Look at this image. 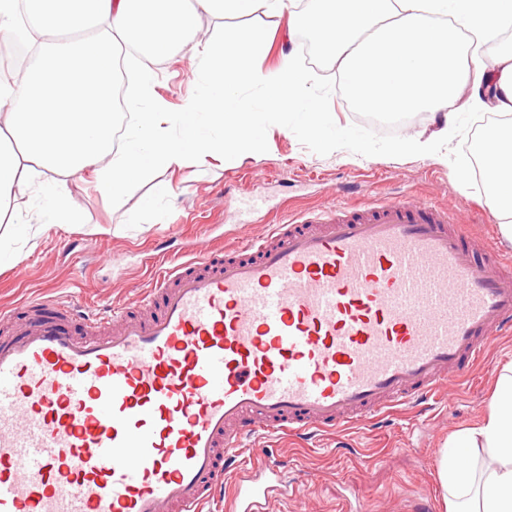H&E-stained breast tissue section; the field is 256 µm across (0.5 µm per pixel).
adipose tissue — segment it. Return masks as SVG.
Here are the masks:
<instances>
[{
    "mask_svg": "<svg viewBox=\"0 0 512 512\" xmlns=\"http://www.w3.org/2000/svg\"><path fill=\"white\" fill-rule=\"evenodd\" d=\"M296 0H0V37L34 47L26 80L0 78V211L23 193H44L46 223L77 216L65 177L90 173L120 199L149 170L180 168L215 156L244 160L264 151L256 128L300 109L308 72L292 54L272 71L257 67L265 34L250 28L201 49V16L296 11ZM297 22L341 71L345 86L369 112L424 110L437 120L432 135L398 144L403 154L431 157L453 133L458 112L483 106L503 124L483 144L482 174L504 237L512 240V43L483 60L465 36L484 38L512 22V0H322ZM141 53L147 67L130 105L140 118L114 150L113 74L119 47ZM205 60L207 80L186 112L173 115L153 95L149 64L173 55ZM255 83L264 108L241 102ZM178 125L180 137L168 128ZM437 480L448 512H512V361L499 370L488 415L455 433Z\"/></svg>",
    "mask_w": 512,
    "mask_h": 512,
    "instance_id": "obj_1",
    "label": "adipose tissue"
}]
</instances>
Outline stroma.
<instances>
[{"mask_svg": "<svg viewBox=\"0 0 512 512\" xmlns=\"http://www.w3.org/2000/svg\"><path fill=\"white\" fill-rule=\"evenodd\" d=\"M288 16L259 14L200 20V39L219 44L233 30L263 29L266 48L260 69L276 68L288 34ZM311 80L308 103L331 113L324 129L335 151L321 150L304 112H285L259 129L269 145L240 162L208 160L174 171L157 170L133 185L120 202L96 189L88 175L66 186L79 221L33 234L0 218V340L29 323L24 300L66 293L82 309L98 313L122 304L140 315L141 293L155 264L190 247L254 240L264 236L283 209L353 207L368 196H398L447 207L458 216L471 245L490 244L512 254L470 158L479 125L489 113L461 112L453 138L437 159L398 153L406 136L430 134L431 115L384 130L364 123L362 110L344 92L337 66L296 55ZM154 94L178 113L199 92L203 69L173 57L155 67ZM512 360V335L494 336L484 361L466 376L441 382L434 403L422 410L394 409L360 418L344 429L311 440L272 433L258 435L256 458L276 456L288 466L287 494L269 512H446L436 472L449 437L477 423L490 408L499 368Z\"/></svg>", "mask_w": 512, "mask_h": 512, "instance_id": "35a3bbf8", "label": "stroma"}]
</instances>
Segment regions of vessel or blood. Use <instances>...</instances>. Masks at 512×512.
Listing matches in <instances>:
<instances>
[{
    "instance_id": "b4317fda",
    "label": "vessel or blood",
    "mask_w": 512,
    "mask_h": 512,
    "mask_svg": "<svg viewBox=\"0 0 512 512\" xmlns=\"http://www.w3.org/2000/svg\"><path fill=\"white\" fill-rule=\"evenodd\" d=\"M483 253L446 209L392 198L189 249L144 322L49 301L0 341V512H209L232 463L231 512H268L280 468L245 466L248 428L311 438L417 407L512 332V257Z\"/></svg>"
}]
</instances>
